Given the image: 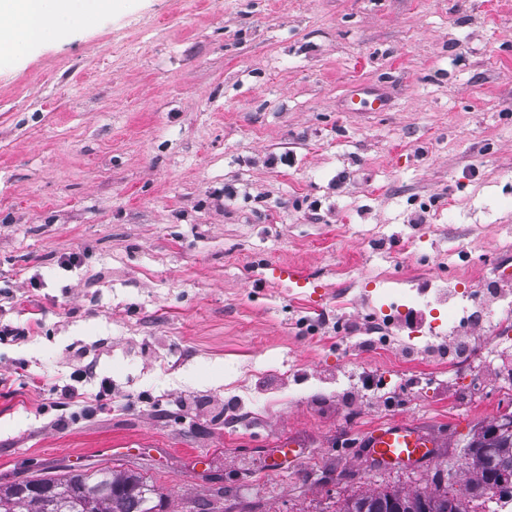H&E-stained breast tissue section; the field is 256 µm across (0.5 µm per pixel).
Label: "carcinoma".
Returning a JSON list of instances; mask_svg holds the SVG:
<instances>
[{
    "label": "carcinoma",
    "mask_w": 512,
    "mask_h": 512,
    "mask_svg": "<svg viewBox=\"0 0 512 512\" xmlns=\"http://www.w3.org/2000/svg\"><path fill=\"white\" fill-rule=\"evenodd\" d=\"M501 425L486 429L479 441L466 446L468 477L465 495L473 498L496 488L494 474L512 475V433H500ZM27 484L54 485L69 493L67 512H158L162 496L151 478L109 465L95 470L61 469L42 472L25 480ZM415 504V512H468L462 497L448 488L415 492L366 491L344 500L337 512H400ZM0 512H49L47 499L17 491V483L0 485Z\"/></svg>",
    "instance_id": "1"
}]
</instances>
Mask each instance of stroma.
Returning <instances> with one entry per match:
<instances>
[{"instance_id": "obj_1", "label": "stroma", "mask_w": 512, "mask_h": 512, "mask_svg": "<svg viewBox=\"0 0 512 512\" xmlns=\"http://www.w3.org/2000/svg\"><path fill=\"white\" fill-rule=\"evenodd\" d=\"M359 86L387 111H347ZM496 277L512 0H114L0 58V483L123 448L164 512L432 485L512 415L506 300L463 359L436 301ZM77 352L92 415L56 392ZM404 419L433 458L376 465L367 431ZM273 276L278 281H288L299 288L310 283L308 274L302 266L297 264H280L273 268Z\"/></svg>"}]
</instances>
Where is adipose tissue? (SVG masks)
Masks as SVG:
<instances>
[{
    "label": "adipose tissue",
    "mask_w": 512,
    "mask_h": 512,
    "mask_svg": "<svg viewBox=\"0 0 512 512\" xmlns=\"http://www.w3.org/2000/svg\"><path fill=\"white\" fill-rule=\"evenodd\" d=\"M111 8L112 0H0V54L40 37L43 19L70 26Z\"/></svg>",
    "instance_id": "1"
}]
</instances>
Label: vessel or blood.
<instances>
[{"instance_id":"1","label":"vessel or blood","mask_w":512,"mask_h":512,"mask_svg":"<svg viewBox=\"0 0 512 512\" xmlns=\"http://www.w3.org/2000/svg\"><path fill=\"white\" fill-rule=\"evenodd\" d=\"M276 280L286 281L297 287H304L309 277L302 266L280 264L274 267ZM366 446L376 459L382 461L412 462L429 457L432 446L424 433L414 423L400 420L388 422L373 428L367 433Z\"/></svg>"}]
</instances>
